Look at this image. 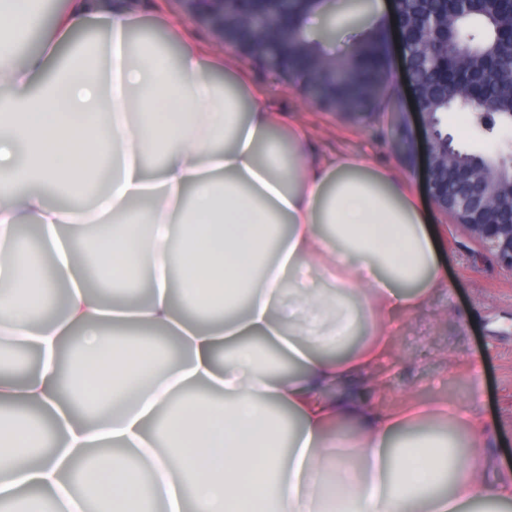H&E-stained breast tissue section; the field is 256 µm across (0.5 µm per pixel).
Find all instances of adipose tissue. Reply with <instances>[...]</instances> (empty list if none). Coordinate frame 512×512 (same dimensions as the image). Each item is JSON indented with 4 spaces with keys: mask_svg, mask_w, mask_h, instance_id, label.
I'll return each mask as SVG.
<instances>
[{
    "mask_svg": "<svg viewBox=\"0 0 512 512\" xmlns=\"http://www.w3.org/2000/svg\"><path fill=\"white\" fill-rule=\"evenodd\" d=\"M42 15L0 0V59ZM97 21L105 43L76 49L41 95L36 79L75 32ZM133 11L74 0L43 49L0 78V242L24 221L67 288L61 314L35 320L20 299L30 269L0 262V340L31 349L24 377L0 373V504L17 512H467L512 502V475L470 407L413 403L376 412L355 374L390 353L386 314L418 309L444 286L430 207L364 155L314 153L302 127L273 135L261 86L200 52L177 61L133 48ZM107 113V131L91 124ZM106 167L89 207L50 205L59 183ZM108 229L101 271L125 279L136 256L146 299L94 300L80 228ZM161 329L182 351L116 337ZM288 359L276 373L268 348ZM155 373L122 409L113 392L146 363Z\"/></svg>",
    "mask_w": 512,
    "mask_h": 512,
    "instance_id": "adipose-tissue-1",
    "label": "adipose tissue"
}]
</instances>
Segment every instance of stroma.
<instances>
[{"instance_id":"stroma-1","label":"stroma","mask_w":512,"mask_h":512,"mask_svg":"<svg viewBox=\"0 0 512 512\" xmlns=\"http://www.w3.org/2000/svg\"><path fill=\"white\" fill-rule=\"evenodd\" d=\"M248 78L266 87L286 122L313 138L318 149L355 155L370 151L372 163L391 171L418 194H425L423 166H406L394 152L389 115L414 112L401 53L393 55L392 77L378 113L363 127L313 107L306 96L278 75L238 61ZM440 231L445 289L417 312L391 320L393 360L382 375L362 387L366 399L388 409L401 401H453L474 405L492 433L501 470L512 469V271L501 267L442 212Z\"/></svg>"}]
</instances>
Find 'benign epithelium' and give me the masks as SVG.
I'll return each instance as SVG.
<instances>
[{"instance_id":"benign-epithelium-1","label":"benign epithelium","mask_w":512,"mask_h":512,"mask_svg":"<svg viewBox=\"0 0 512 512\" xmlns=\"http://www.w3.org/2000/svg\"><path fill=\"white\" fill-rule=\"evenodd\" d=\"M188 18L205 25L225 50L294 82L315 105L356 123L373 112L357 108L375 100L390 77L389 34L380 27L339 59L326 60L318 49L293 41L289 31L304 21L317 0H179ZM412 0H393L405 64L426 69L454 87L446 107L460 102L483 132V148L459 145L442 129L440 102L413 82L416 111L427 133L428 190L434 205L478 242L505 269L512 271V149L494 144L512 129V72L499 99L489 102L480 73L496 58L480 56L469 42L448 44V31L461 15H483L495 21L497 54L512 56V0H436L441 8L414 13ZM395 151L414 162L416 145L407 113H393Z\"/></svg>"}]
</instances>
